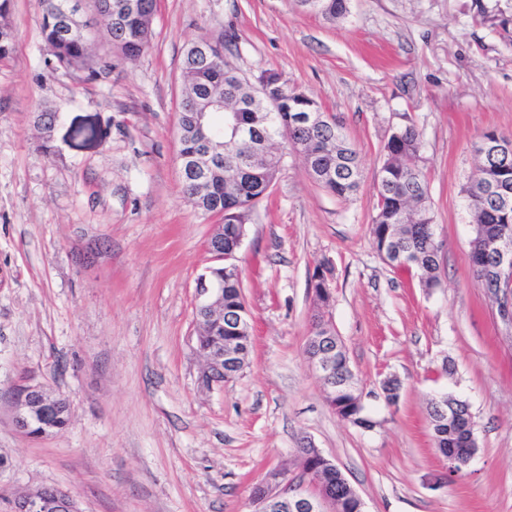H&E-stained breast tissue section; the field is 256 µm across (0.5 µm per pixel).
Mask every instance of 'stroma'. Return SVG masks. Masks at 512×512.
<instances>
[{"label": "stroma", "mask_w": 512, "mask_h": 512, "mask_svg": "<svg viewBox=\"0 0 512 512\" xmlns=\"http://www.w3.org/2000/svg\"><path fill=\"white\" fill-rule=\"evenodd\" d=\"M512 0H349L332 26L290 0H158L152 40L112 69H50L37 0H13L0 60V512L38 487L79 512H253L268 472L299 470L311 439L365 512H512V326L473 278L463 187L471 145L512 135ZM253 79L282 73L314 96L358 152L346 199L288 153L237 251L251 315L248 365L204 388L193 312L222 218L198 210L177 166L181 66L198 36ZM55 116L50 153L37 113ZM422 134L419 163L441 245L439 285L421 288L375 250V178L396 129ZM333 268L328 309L366 393L365 430L328 405L304 352L313 276ZM450 361L452 373L442 369ZM403 385L397 405L383 380ZM66 400L69 424L31 438L19 389ZM466 400L477 452L446 477L428 407Z\"/></svg>", "instance_id": "1"}]
</instances>
